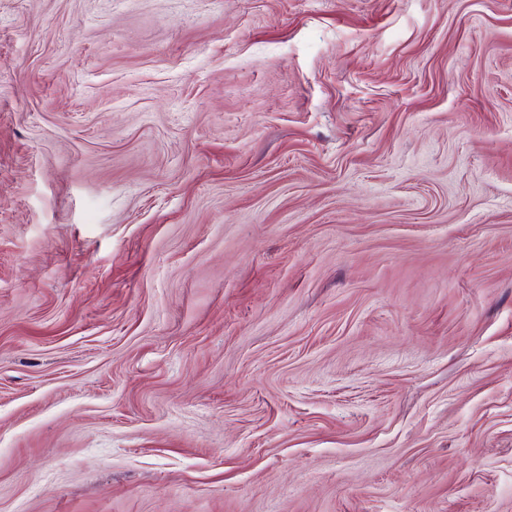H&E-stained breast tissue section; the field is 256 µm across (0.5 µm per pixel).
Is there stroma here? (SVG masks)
<instances>
[{"instance_id": "1", "label": "stroma", "mask_w": 512, "mask_h": 512, "mask_svg": "<svg viewBox=\"0 0 512 512\" xmlns=\"http://www.w3.org/2000/svg\"><path fill=\"white\" fill-rule=\"evenodd\" d=\"M0 512H512V0H0Z\"/></svg>"}]
</instances>
